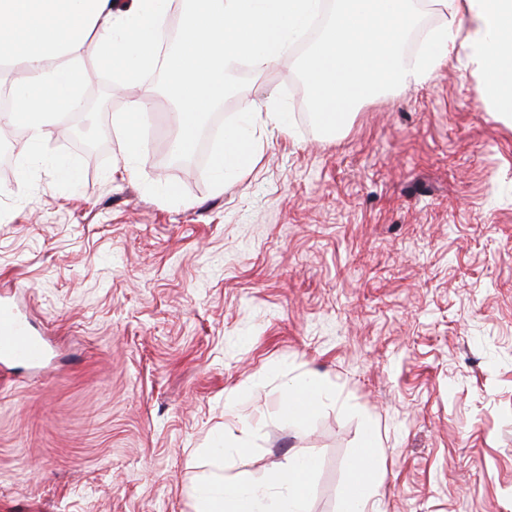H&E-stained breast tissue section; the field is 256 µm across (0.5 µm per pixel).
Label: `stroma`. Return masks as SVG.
I'll list each match as a JSON object with an SVG mask.
<instances>
[{
	"label": "stroma",
	"mask_w": 512,
	"mask_h": 512,
	"mask_svg": "<svg viewBox=\"0 0 512 512\" xmlns=\"http://www.w3.org/2000/svg\"><path fill=\"white\" fill-rule=\"evenodd\" d=\"M82 65L103 107L37 146L0 127V295L54 357L0 372V512H196L200 483L292 457L317 460L306 512H338L369 427L378 512H512V124L465 50L328 136L293 60L251 68L202 165L168 162L171 104L145 81L134 180L125 98ZM248 107L290 128L257 125L259 162L217 182ZM301 374L331 397L293 422L278 409ZM148 101V94L146 90L130 99L127 102V107L124 112L114 114L113 123L121 127L125 131V136L122 141L123 152V171L131 179H136L139 176V171L136 167L130 165L129 159L139 153V142L136 133V125L139 117L146 107Z\"/></svg>",
	"instance_id": "obj_1"
}]
</instances>
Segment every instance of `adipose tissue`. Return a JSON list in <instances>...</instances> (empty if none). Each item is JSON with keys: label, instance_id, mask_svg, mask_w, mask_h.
<instances>
[{"label": "adipose tissue", "instance_id": "ef3b65f1", "mask_svg": "<svg viewBox=\"0 0 512 512\" xmlns=\"http://www.w3.org/2000/svg\"><path fill=\"white\" fill-rule=\"evenodd\" d=\"M336 17L321 46L306 59L311 105L330 129L347 126L352 112L387 83L425 82L463 46L474 66L479 97L512 120V0H436L449 22L436 32L418 59L402 51L410 14L405 0H339ZM171 0H0V70L12 77L14 114L32 142H40L57 113L77 102L89 56L108 64L114 84L134 86L144 68L155 65L166 37ZM467 15L470 26L456 25ZM259 160L252 112L225 132L218 174H235ZM328 397L316 381L295 379L280 404L283 416L302 419ZM373 432H365L339 512H377L372 455ZM314 458H293L260 483L228 478L200 488L199 512H302Z\"/></svg>", "mask_w": 512, "mask_h": 512}]
</instances>
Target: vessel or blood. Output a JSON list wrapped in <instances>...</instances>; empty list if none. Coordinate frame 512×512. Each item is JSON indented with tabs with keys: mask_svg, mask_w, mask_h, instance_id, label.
<instances>
[{
	"mask_svg": "<svg viewBox=\"0 0 512 512\" xmlns=\"http://www.w3.org/2000/svg\"><path fill=\"white\" fill-rule=\"evenodd\" d=\"M47 345L43 336L28 326L21 310L8 301L0 302V365L19 362L43 364Z\"/></svg>",
	"mask_w": 512,
	"mask_h": 512,
	"instance_id": "1",
	"label": "vessel or blood"
}]
</instances>
